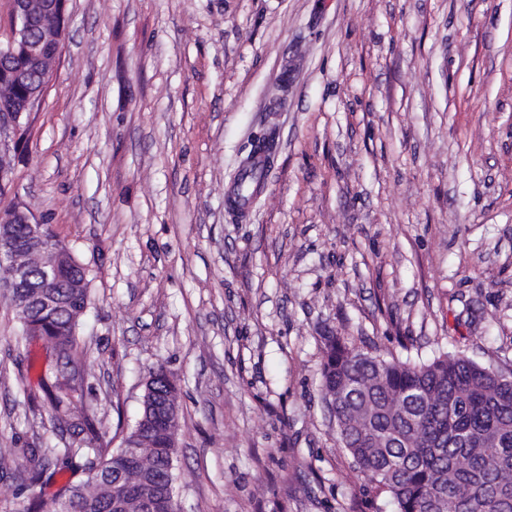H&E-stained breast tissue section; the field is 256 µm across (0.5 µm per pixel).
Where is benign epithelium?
Listing matches in <instances>:
<instances>
[{
  "mask_svg": "<svg viewBox=\"0 0 512 512\" xmlns=\"http://www.w3.org/2000/svg\"><path fill=\"white\" fill-rule=\"evenodd\" d=\"M11 23L5 39H0V83L23 84L25 93L7 107H0V191L12 181V154L17 152L31 127L50 83L53 68L60 58V40L64 27L54 35L44 31V18L64 19V0H10ZM5 224L29 225L26 244H19L0 232V288H16L23 280L25 267L18 255L29 250L39 259L44 278L55 274L64 263V252L44 240L43 223L25 206L13 205L0 214V227ZM149 394L148 413L162 415L163 421L177 435L179 408L172 394L145 383Z\"/></svg>",
  "mask_w": 512,
  "mask_h": 512,
  "instance_id": "1",
  "label": "benign epithelium"
}]
</instances>
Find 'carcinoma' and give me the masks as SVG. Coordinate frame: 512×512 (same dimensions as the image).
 <instances>
[{
  "instance_id": "carcinoma-1",
  "label": "carcinoma",
  "mask_w": 512,
  "mask_h": 512,
  "mask_svg": "<svg viewBox=\"0 0 512 512\" xmlns=\"http://www.w3.org/2000/svg\"><path fill=\"white\" fill-rule=\"evenodd\" d=\"M275 133L251 144L250 152L271 155ZM268 164H252L237 176L234 196L249 203L264 182ZM27 288L10 296L29 325L23 336L49 345L45 359L79 363L81 317L89 301L86 269L74 255L44 283L29 267ZM84 283L73 288L74 282ZM52 424H65L78 444L63 448L39 442L21 460L0 456V468L15 465L25 488L57 485L48 503L31 498L27 512H112V472L131 485L125 512H139L152 498L156 512H168L173 497L175 449L164 423L136 420L124 440L130 451L94 431V414H71L75 376L60 372L52 384L38 381ZM320 390L331 409L343 448L360 473L388 496L395 512H512V373L482 366L462 353L429 363L387 360L339 336L323 345ZM95 472L97 479L88 473Z\"/></svg>"
}]
</instances>
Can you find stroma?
<instances>
[{
  "mask_svg": "<svg viewBox=\"0 0 512 512\" xmlns=\"http://www.w3.org/2000/svg\"><path fill=\"white\" fill-rule=\"evenodd\" d=\"M0 208L89 271L77 409L120 447L179 389V512H393L322 400L323 339L512 369V0H66ZM274 131L265 186L226 193ZM0 295V454L29 411ZM154 377H149L145 383V394H149V406L143 403V407L148 408V415L152 413L155 415H162L163 421L168 426V429L172 432V441L176 447V435L177 428L179 425V408L177 400L174 401L170 392L161 391L155 389L152 386V380Z\"/></svg>",
  "mask_w": 512,
  "mask_h": 512,
  "instance_id": "1",
  "label": "stroma"
}]
</instances>
